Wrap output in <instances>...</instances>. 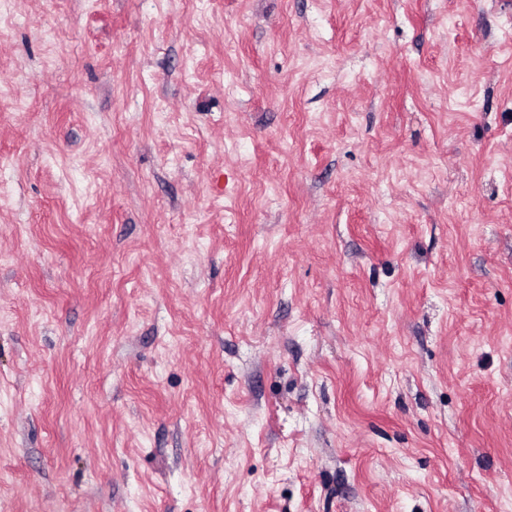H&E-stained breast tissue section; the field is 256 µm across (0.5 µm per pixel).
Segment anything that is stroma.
<instances>
[{
	"instance_id": "35a3bbf8",
	"label": "stroma",
	"mask_w": 512,
	"mask_h": 512,
	"mask_svg": "<svg viewBox=\"0 0 512 512\" xmlns=\"http://www.w3.org/2000/svg\"><path fill=\"white\" fill-rule=\"evenodd\" d=\"M0 512H512V0H10Z\"/></svg>"
}]
</instances>
